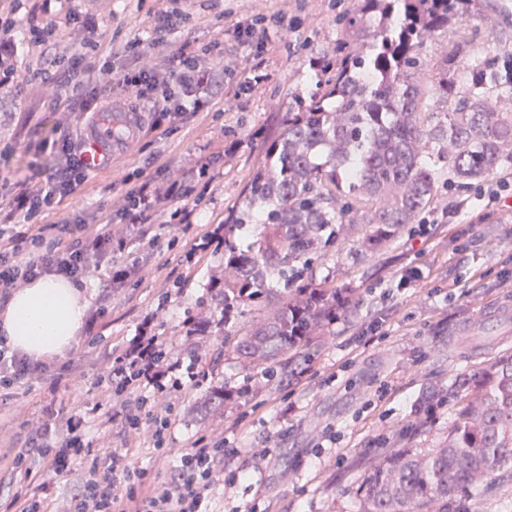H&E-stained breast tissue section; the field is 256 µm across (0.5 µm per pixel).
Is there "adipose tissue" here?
Wrapping results in <instances>:
<instances>
[{
	"label": "adipose tissue",
	"instance_id": "obj_1",
	"mask_svg": "<svg viewBox=\"0 0 512 512\" xmlns=\"http://www.w3.org/2000/svg\"><path fill=\"white\" fill-rule=\"evenodd\" d=\"M88 298L67 279L47 275L16 292L0 313L8 345L37 359L64 354L81 327Z\"/></svg>",
	"mask_w": 512,
	"mask_h": 512
}]
</instances>
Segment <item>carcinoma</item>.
<instances>
[{"instance_id":"obj_1","label":"carcinoma","mask_w":512,"mask_h":512,"mask_svg":"<svg viewBox=\"0 0 512 512\" xmlns=\"http://www.w3.org/2000/svg\"><path fill=\"white\" fill-rule=\"evenodd\" d=\"M500 0H350L336 13L341 38L323 56L328 76L288 108L280 136L224 218V258L208 280L207 322L192 330L224 338L223 355L260 370L269 384L302 373L342 310L334 288L311 283L321 254L366 226L365 252L390 245L438 200L437 171L467 189L512 167V80L500 65L512 46L453 53L426 65V43ZM435 88L447 118L425 108ZM260 314L239 326L246 309ZM220 384L200 395L202 415L249 395ZM464 400L436 448L397 435L361 474L356 512H448L460 494L479 500L488 481L512 476V355L428 387L415 428L449 400Z\"/></svg>"}]
</instances>
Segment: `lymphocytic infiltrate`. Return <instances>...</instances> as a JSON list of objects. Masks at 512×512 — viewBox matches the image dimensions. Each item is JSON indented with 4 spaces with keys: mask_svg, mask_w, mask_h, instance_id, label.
Returning a JSON list of instances; mask_svg holds the SVG:
<instances>
[{
    "mask_svg": "<svg viewBox=\"0 0 512 512\" xmlns=\"http://www.w3.org/2000/svg\"><path fill=\"white\" fill-rule=\"evenodd\" d=\"M55 4L56 0H41L39 14L28 19L30 43L41 49L37 60L30 61L21 57L15 37L20 0H0V95L50 100L59 115L57 128L72 124V111L62 100L67 94L80 95L75 79L82 74L101 96L116 87L140 96L161 82L175 85L180 101L169 110L175 118L186 113V99L224 85L223 64L206 61L190 51L188 44L173 43V35L188 21L180 11H166L154 18V45L164 49L167 61L161 74L153 66L115 70L111 44L94 37L92 20L77 12L69 14L66 23L71 53L56 56L51 47L56 27L47 20ZM61 149L68 157L66 168L40 185L23 182L18 190L0 195V305L44 275L80 282L93 265L112 256L114 239L109 225L74 224L59 217L88 176L82 143L66 140ZM207 171L203 165L174 180L143 170L133 177L123 176L120 212L130 234L139 235L142 225L158 220L173 224L189 216L190 210L182 202L190 198L196 181ZM49 369L46 361L10 350L5 336L0 335L1 388L30 384ZM180 369V362L164 355L158 336L143 333L131 349L113 360L111 377L123 388L145 381L161 390L166 379ZM56 419V412L46 411L29 447L16 457L19 479L0 497V512H202L205 493L223 476L224 460L231 454L223 442L201 436L182 454L169 479H160L144 468L127 467L117 452L111 466L104 469L98 459L82 454L83 416L71 414L68 435L58 441L53 438ZM76 472L83 476L76 492L60 498V481ZM32 484L37 485L38 494L29 493Z\"/></svg>",
    "mask_w": 512,
    "mask_h": 512,
    "instance_id": "lymphocytic-infiltrate-1",
    "label": "lymphocytic infiltrate"
}]
</instances>
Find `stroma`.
Returning <instances> with one entry per match:
<instances>
[{
  "label": "stroma",
  "instance_id": "1",
  "mask_svg": "<svg viewBox=\"0 0 512 512\" xmlns=\"http://www.w3.org/2000/svg\"><path fill=\"white\" fill-rule=\"evenodd\" d=\"M172 8L190 16L177 41L194 51L210 48L211 58L222 59L223 89L204 98L198 113L161 122L152 111L157 93L137 99L115 89L102 97L100 111L139 113L141 126L130 145L110 153L111 173L91 172L95 195L75 196L63 216L97 224L111 215L114 236L124 237L121 217L111 213L110 177L147 166L158 150L172 178L209 163V184L189 225H144L139 247L91 269L82 284L95 298L113 267L133 258L140 265L136 277L113 290L100 325L90 334L78 331L39 383L0 393V481L12 479V459L27 446L45 409L57 411L61 439L77 407L88 421L85 450L105 463L118 451L130 466L163 477L199 436L221 437L238 449L223 483L210 491L205 512H354L361 457L378 453L399 432L408 433L415 448L433 447L446 434L453 414L448 405L434 410L423 432L409 433L422 390L449 386L456 375L512 353V318L482 317L495 306H512V190L504 191L499 207L488 209L478 192L495 187L496 176L461 192L448 187V172L440 170L438 202L390 248L365 254L351 237L314 265L313 282L344 289L345 308L301 377L253 390L237 404L196 418L191 407L199 389L256 379L255 371L234 361L216 362L221 337L185 333L222 256L215 247L197 251L198 232L235 206L263 164L267 145L282 132L291 97L315 92L319 74L309 60L329 50L339 30L333 0H60L55 21L61 28L71 10L88 13L104 39L117 46L139 39L159 64L164 52L151 46L153 18ZM261 16L268 36L237 34V23ZM510 40L512 33L497 20L477 16L440 35L425 59L436 65L461 42L477 50ZM252 71L264 76L253 87L246 83ZM56 120L49 105L0 98V182L36 184L66 167L65 155L51 146ZM461 200L466 206L458 223H443V213ZM148 316L172 357L197 361L205 370L195 384L187 380L160 394L140 386L127 394L131 400L155 394L171 408L165 457L154 453L149 430L120 421L105 431L99 426L122 401L108 383L112 357L128 348ZM448 512H512V479L493 480L480 503L450 501Z\"/></svg>",
  "mask_w": 512,
  "mask_h": 512
}]
</instances>
